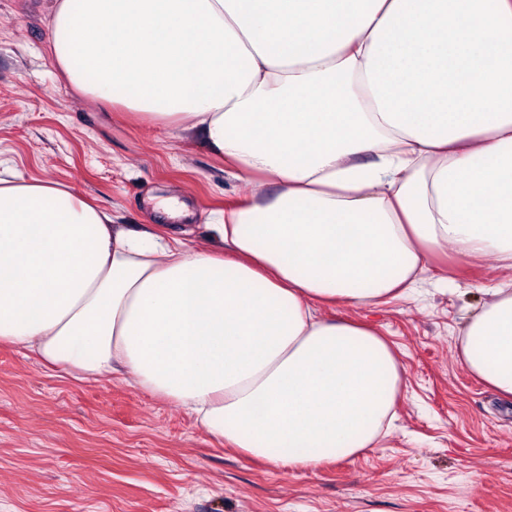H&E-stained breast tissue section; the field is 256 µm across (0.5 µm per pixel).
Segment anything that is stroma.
<instances>
[{
    "label": "stroma",
    "instance_id": "stroma-1",
    "mask_svg": "<svg viewBox=\"0 0 512 512\" xmlns=\"http://www.w3.org/2000/svg\"><path fill=\"white\" fill-rule=\"evenodd\" d=\"M51 4L0 0V166L133 228L177 198L192 217L169 226L203 242L214 212L251 186L202 135L70 87L49 52ZM503 277L494 259H452L428 266L413 298L343 309L392 344L403 396L388 437L317 468L247 458L119 377L71 383L0 345V512H512V403L456 359L463 318Z\"/></svg>",
    "mask_w": 512,
    "mask_h": 512
}]
</instances>
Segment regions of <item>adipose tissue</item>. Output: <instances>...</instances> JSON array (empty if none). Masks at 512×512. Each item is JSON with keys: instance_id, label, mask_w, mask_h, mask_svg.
Instances as JSON below:
<instances>
[{"instance_id": "1", "label": "adipose tissue", "mask_w": 512, "mask_h": 512, "mask_svg": "<svg viewBox=\"0 0 512 512\" xmlns=\"http://www.w3.org/2000/svg\"><path fill=\"white\" fill-rule=\"evenodd\" d=\"M89 100L202 134L251 198L187 247L60 183L0 174V343L122 374L250 458L311 468L389 429L401 365L324 316L414 292L431 258L512 271V0H53ZM457 361L512 400V282Z\"/></svg>"}]
</instances>
